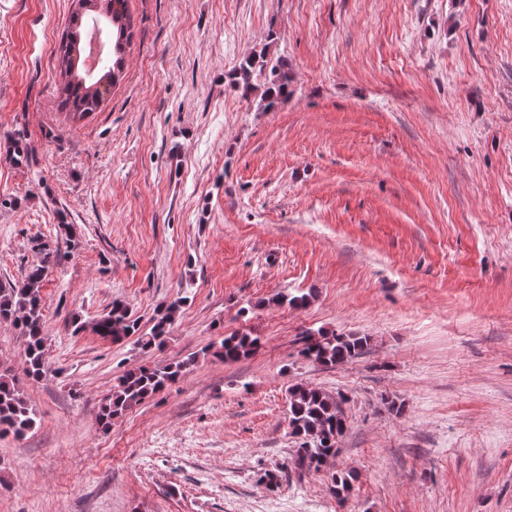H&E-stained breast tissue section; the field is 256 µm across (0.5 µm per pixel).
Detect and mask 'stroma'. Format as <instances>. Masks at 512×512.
I'll return each mask as SVG.
<instances>
[{
	"label": "stroma",
	"mask_w": 512,
	"mask_h": 512,
	"mask_svg": "<svg viewBox=\"0 0 512 512\" xmlns=\"http://www.w3.org/2000/svg\"><path fill=\"white\" fill-rule=\"evenodd\" d=\"M127 9L124 71L75 120L55 85L72 0H0V136L24 130L33 157L0 154V284L37 244L59 255L43 378L0 322V372L40 419L0 436V512H512V0ZM265 46L293 75L270 111L229 84ZM184 293L162 350L91 330L116 299L149 329ZM317 329L369 343L326 367L299 354ZM238 330L254 354L207 353ZM187 358L99 428L125 371ZM295 383L347 397L317 473L294 465Z\"/></svg>",
	"instance_id": "stroma-1"
}]
</instances>
